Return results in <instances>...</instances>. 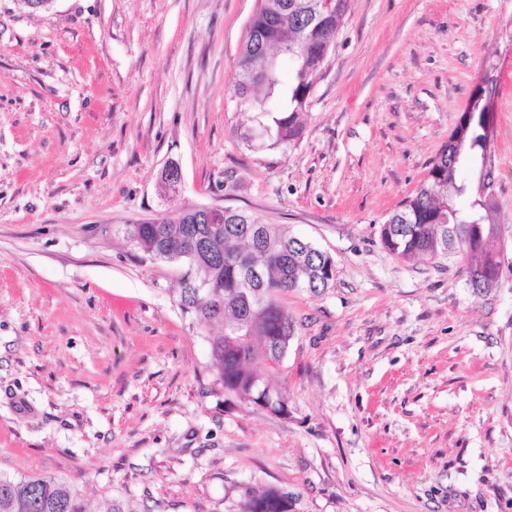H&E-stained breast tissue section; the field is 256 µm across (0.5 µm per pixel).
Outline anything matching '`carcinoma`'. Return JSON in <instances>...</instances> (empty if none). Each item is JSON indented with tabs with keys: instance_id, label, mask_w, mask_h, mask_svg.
<instances>
[{
	"instance_id": "carcinoma-1",
	"label": "carcinoma",
	"mask_w": 512,
	"mask_h": 512,
	"mask_svg": "<svg viewBox=\"0 0 512 512\" xmlns=\"http://www.w3.org/2000/svg\"><path fill=\"white\" fill-rule=\"evenodd\" d=\"M283 1L288 9L274 8ZM347 7L348 0H258L235 72L248 70L259 78L246 86L232 80L230 93L242 107L263 114L268 146L290 144L299 136L297 119ZM279 55L292 62L286 78ZM481 112V101L471 98L427 177L380 228L383 244L397 257L430 261L444 256L443 226L458 225L456 253L474 259L468 271L482 281L479 292L499 276L500 260L486 250L497 234L494 202L483 186L467 212L455 208L452 198L467 192L459 182L462 166L487 159L490 138ZM253 224L261 225L257 238L250 230ZM121 232L146 258L179 263L191 279L206 284L199 296L193 288L179 289L176 304L192 323L208 330L221 327L205 338L211 366L224 390L256 407L265 403L274 415L288 411L286 394L271 381L295 335L280 295L327 289L334 277L333 258L281 225L266 224L243 211L224 217L217 230L185 208L173 220L124 224ZM240 256L260 273L258 280L237 262ZM296 501L295 494L275 487H247L240 512H295ZM0 512H88V508L82 489L74 484L42 476L0 475Z\"/></svg>"
}]
</instances>
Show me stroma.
<instances>
[{"label": "stroma", "mask_w": 512, "mask_h": 512, "mask_svg": "<svg viewBox=\"0 0 512 512\" xmlns=\"http://www.w3.org/2000/svg\"><path fill=\"white\" fill-rule=\"evenodd\" d=\"M257 0H0V474L152 512H512V0H349L302 130L269 149L229 93ZM490 97L501 261H408L380 226ZM177 162L183 183L161 195ZM244 210L335 261L283 294L288 413L227 396L180 265L121 225ZM295 494L275 487H246L240 512H295Z\"/></svg>", "instance_id": "obj_1"}]
</instances>
